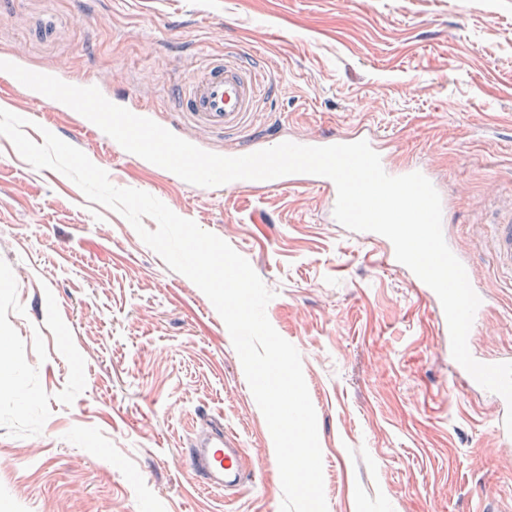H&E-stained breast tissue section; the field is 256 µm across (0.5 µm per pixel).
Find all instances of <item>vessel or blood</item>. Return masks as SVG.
Returning <instances> with one entry per match:
<instances>
[{"mask_svg":"<svg viewBox=\"0 0 512 512\" xmlns=\"http://www.w3.org/2000/svg\"><path fill=\"white\" fill-rule=\"evenodd\" d=\"M257 80L241 62L224 56H208L200 69L181 78L176 93L177 109L187 119L186 125L214 132L238 131L257 103ZM367 141L375 152H382L384 142L374 127L360 123L342 132H325L307 138L310 146L347 144ZM307 187L323 191L320 221L334 223L337 189L332 180L310 174H292L272 180H236L227 183L230 191L256 192L274 188ZM492 253L501 266L512 271V217L498 222L491 239ZM189 464L202 487L221 488L236 493L247 481L246 453L241 443L225 436L223 423L215 417L206 419L187 450Z\"/></svg>","mask_w":512,"mask_h":512,"instance_id":"b4317fda","label":"vessel or blood"}]
</instances>
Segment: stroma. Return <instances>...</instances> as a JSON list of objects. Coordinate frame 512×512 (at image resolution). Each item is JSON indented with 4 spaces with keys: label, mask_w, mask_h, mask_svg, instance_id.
<instances>
[{
    "label": "stroma",
    "mask_w": 512,
    "mask_h": 512,
    "mask_svg": "<svg viewBox=\"0 0 512 512\" xmlns=\"http://www.w3.org/2000/svg\"><path fill=\"white\" fill-rule=\"evenodd\" d=\"M207 54L243 56L258 102L236 133L195 130L204 150L368 122L392 165L427 161L489 303L472 350L512 356V276L489 246L495 206L512 204V0H12L0 12V60L95 80L165 122L179 119L175 82ZM0 108L248 260L274 294L268 320L301 356L328 512H512L497 403L451 390L436 307L379 263L381 244L320 223V191L180 182L1 77ZM1 365L18 385L0 388V512H280L273 439L210 300L120 213L3 135ZM205 414L253 464L229 500L198 486L186 456Z\"/></svg>",
    "instance_id": "stroma-1"
}]
</instances>
